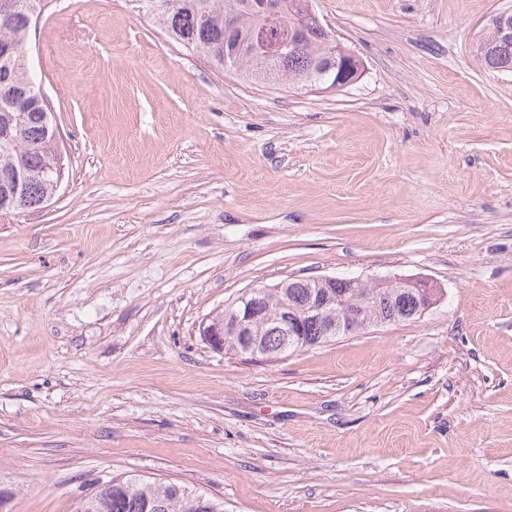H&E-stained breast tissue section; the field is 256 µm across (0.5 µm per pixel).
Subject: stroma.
<instances>
[{"label": "stroma", "instance_id": "1", "mask_svg": "<svg viewBox=\"0 0 512 512\" xmlns=\"http://www.w3.org/2000/svg\"><path fill=\"white\" fill-rule=\"evenodd\" d=\"M364 63L315 94L216 69L136 0H52L26 51L69 158L0 216V477L74 512L137 474L224 512H512V0H313ZM423 278L420 317L270 363L208 315L287 277ZM485 27L487 33L477 46L482 64L491 70L512 71V42L505 45L496 42L495 14L488 18Z\"/></svg>", "mask_w": 512, "mask_h": 512}]
</instances>
